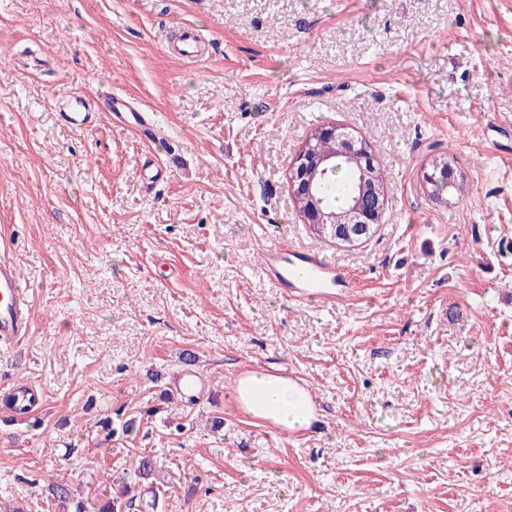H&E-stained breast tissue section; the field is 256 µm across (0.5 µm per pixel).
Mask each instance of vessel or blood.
<instances>
[{
  "label": "vessel or blood",
  "instance_id": "1",
  "mask_svg": "<svg viewBox=\"0 0 512 512\" xmlns=\"http://www.w3.org/2000/svg\"><path fill=\"white\" fill-rule=\"evenodd\" d=\"M69 110L64 115L66 125L73 130L89 128L93 114L83 96L68 95ZM115 126L128 130L151 142L162 140L164 132L151 113L129 99L111 95L105 98ZM263 266L274 288L291 302L315 298L341 300L342 291L352 288L350 276L320 255L285 245L263 253ZM32 319L29 297L22 287L11 261L0 259V349L14 346L31 334ZM171 393L180 401L201 397L209 389L203 373L185 370L173 377Z\"/></svg>",
  "mask_w": 512,
  "mask_h": 512
}]
</instances>
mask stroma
<instances>
[{
	"mask_svg": "<svg viewBox=\"0 0 512 512\" xmlns=\"http://www.w3.org/2000/svg\"><path fill=\"white\" fill-rule=\"evenodd\" d=\"M182 25L199 58L164 51ZM69 92L140 101L172 155L102 111L69 129ZM330 123L386 168L356 247L288 184ZM439 155L462 180L437 200ZM282 243L356 288L287 301L261 263ZM0 258L32 301L0 394L41 402L0 407V512H54L35 472L103 493L141 448L163 512H512V0H0ZM188 351L193 405L160 395ZM259 368L317 393L309 430L238 407ZM106 415L133 432L100 441Z\"/></svg>",
	"mask_w": 512,
	"mask_h": 512,
	"instance_id": "35a3bbf8",
	"label": "stroma"
}]
</instances>
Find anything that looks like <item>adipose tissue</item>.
Masks as SVG:
<instances>
[{"label":"adipose tissue","mask_w":512,"mask_h":512,"mask_svg":"<svg viewBox=\"0 0 512 512\" xmlns=\"http://www.w3.org/2000/svg\"><path fill=\"white\" fill-rule=\"evenodd\" d=\"M235 399L252 417L287 432L306 430L314 420L306 388L281 374L255 370L240 376Z\"/></svg>","instance_id":"1"}]
</instances>
